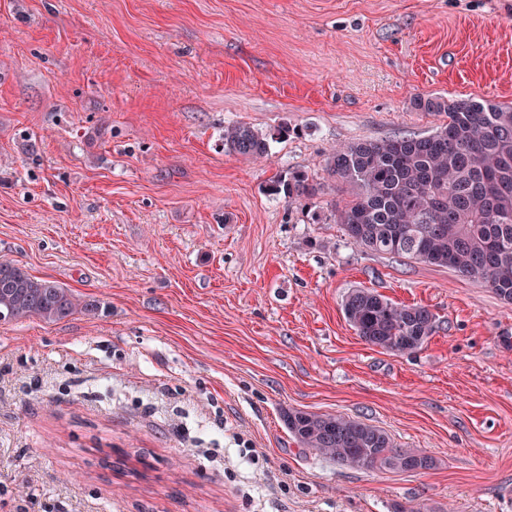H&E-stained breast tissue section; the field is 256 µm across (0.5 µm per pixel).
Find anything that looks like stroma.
I'll return each instance as SVG.
<instances>
[{"label":"stroma","mask_w":512,"mask_h":512,"mask_svg":"<svg viewBox=\"0 0 512 512\" xmlns=\"http://www.w3.org/2000/svg\"><path fill=\"white\" fill-rule=\"evenodd\" d=\"M427 95L512 106V0H0V261L94 305L0 321V512H499L512 304L268 191L325 182L334 147L432 133ZM232 123L286 133L246 160ZM357 287L437 332L366 344ZM291 409L435 465H336L298 449ZM325 185L315 182L306 171L286 170L277 173L269 184V192L272 195L281 196L287 202L299 199H313L324 194Z\"/></svg>","instance_id":"stroma-1"}]
</instances>
